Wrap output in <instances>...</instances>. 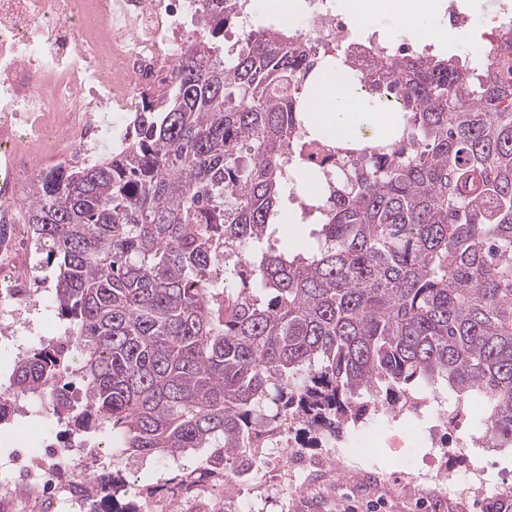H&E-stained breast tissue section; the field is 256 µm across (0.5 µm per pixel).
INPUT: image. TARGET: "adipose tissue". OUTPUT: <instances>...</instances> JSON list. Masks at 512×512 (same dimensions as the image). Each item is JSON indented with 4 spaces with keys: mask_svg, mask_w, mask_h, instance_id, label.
Returning a JSON list of instances; mask_svg holds the SVG:
<instances>
[{
    "mask_svg": "<svg viewBox=\"0 0 512 512\" xmlns=\"http://www.w3.org/2000/svg\"><path fill=\"white\" fill-rule=\"evenodd\" d=\"M440 0H344L351 18L362 20L378 11L396 14L406 26L438 9ZM315 88L307 96L308 126L325 136L353 143L368 140L387 144L394 139L395 113L356 92L343 67L326 66L315 76Z\"/></svg>",
    "mask_w": 512,
    "mask_h": 512,
    "instance_id": "1",
    "label": "adipose tissue"
}]
</instances>
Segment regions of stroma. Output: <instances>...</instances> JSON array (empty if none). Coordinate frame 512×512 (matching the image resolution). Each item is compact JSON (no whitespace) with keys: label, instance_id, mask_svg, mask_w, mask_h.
Wrapping results in <instances>:
<instances>
[{"label":"stroma","instance_id":"35a3bbf8","mask_svg":"<svg viewBox=\"0 0 512 512\" xmlns=\"http://www.w3.org/2000/svg\"><path fill=\"white\" fill-rule=\"evenodd\" d=\"M457 7L471 17L472 27L450 25L446 11L440 10L420 18L412 32L387 12L353 22L352 28L364 44L397 37L416 52L428 48L433 54L449 58L462 55L469 45L475 57L484 56L487 42L476 23L497 10L498 0H457ZM429 31L440 33V40L423 42V34ZM31 261L43 283L40 305L17 316L9 351L0 355L2 375L12 374L20 350L35 349L43 338L63 335L66 327L54 302L57 262L49 247L41 246ZM434 415L425 403L404 411L393 421L380 413L370 415L368 423L376 425L386 437L396 438L398 447L368 450L350 465L298 470L285 478L279 476L276 465H268L252 480L225 485L224 508L226 512H490L493 502L506 500L505 488L512 485V450L492 448L480 453V465L494 475L495 482L482 497L473 498L467 491L469 456L459 448L441 453L440 449L426 447L420 438ZM26 431L37 432L41 443L58 439L53 419L26 418L0 429V457L25 447L22 434ZM117 460L126 469L128 480L137 486L170 488L179 475L178 468L165 460L152 461L145 470L138 458L121 454Z\"/></svg>","mask_w":512,"mask_h":512}]
</instances>
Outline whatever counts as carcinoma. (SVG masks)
I'll return each mask as SVG.
<instances>
[{"label":"carcinoma","instance_id":"1","mask_svg":"<svg viewBox=\"0 0 512 512\" xmlns=\"http://www.w3.org/2000/svg\"><path fill=\"white\" fill-rule=\"evenodd\" d=\"M240 9L204 0L202 37L112 154L39 169L20 206L56 255L81 423L134 457L209 449L184 485L237 482L267 433L334 432L428 386L481 402L488 446L512 448V80L372 43L378 68L348 69L351 84L411 110L394 142L351 146L306 129L305 81L326 60L312 43L268 28L224 53ZM509 52L505 24L491 55ZM299 193L319 230L293 255L274 241ZM68 342L24 354L13 395L71 412ZM131 496L114 472L99 512H136Z\"/></svg>","mask_w":512,"mask_h":512}]
</instances>
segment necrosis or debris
I'll return each instance as SVG.
<instances>
[{"label": "necrosis or debris", "instance_id": "obj_1", "mask_svg": "<svg viewBox=\"0 0 512 512\" xmlns=\"http://www.w3.org/2000/svg\"><path fill=\"white\" fill-rule=\"evenodd\" d=\"M201 0H0V315L9 319L31 301L26 261L17 248L21 226L13 207L33 159L76 164L112 141L97 112L128 111L144 90L167 89L186 44V25ZM296 32L325 54L371 71L330 0H301ZM112 454L102 441L72 433L64 445L34 455L16 449L0 459V512L34 498L36 512H95L90 480H109ZM202 484L144 496L139 512H213Z\"/></svg>", "mask_w": 512, "mask_h": 512}]
</instances>
